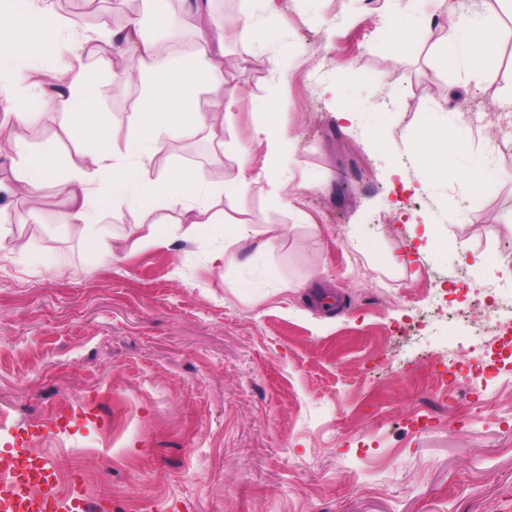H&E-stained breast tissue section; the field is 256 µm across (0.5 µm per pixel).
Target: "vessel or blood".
I'll list each match as a JSON object with an SVG mask.
<instances>
[{
    "mask_svg": "<svg viewBox=\"0 0 512 512\" xmlns=\"http://www.w3.org/2000/svg\"><path fill=\"white\" fill-rule=\"evenodd\" d=\"M56 481L52 460H31L26 448L0 450V512H95V503L84 497L79 483L61 495L51 493ZM44 486L42 495H31L32 485Z\"/></svg>",
    "mask_w": 512,
    "mask_h": 512,
    "instance_id": "b4317fda",
    "label": "vessel or blood"
}]
</instances>
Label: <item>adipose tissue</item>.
Instances as JSON below:
<instances>
[{
  "label": "adipose tissue",
  "mask_w": 512,
  "mask_h": 512,
  "mask_svg": "<svg viewBox=\"0 0 512 512\" xmlns=\"http://www.w3.org/2000/svg\"><path fill=\"white\" fill-rule=\"evenodd\" d=\"M0 54L26 58L41 54L43 46L66 45L75 65L54 68L55 93L67 108L65 132L81 148L80 164L70 166L60 177V160L53 144L19 151L13 165L14 182L0 186V205L24 194L37 199L46 182L62 180L70 206L60 214L62 223L80 235L103 259H111L112 248L97 226L102 202L124 207L139 215V240L146 245L163 243L170 231L207 233L223 239V247L212 251V263L233 262L229 249L249 236L243 224L224 220L225 195L242 196L251 185L245 176L227 182L224 189L208 190L194 167L181 165L163 176L150 177L147 165L171 137H192L208 129L213 114L229 109L233 95L224 81V36L207 25L199 30L201 47L192 52L171 51L143 31L141 18H132L122 30L101 28L99 36L83 32L80 20L54 16L48 0H0ZM499 29L476 21L452 24L438 44L443 60L455 64L466 78L487 73L495 63L494 45ZM105 39L109 52H102L98 39ZM135 49L146 80L144 97L133 129L120 132L109 125L101 110L96 72L124 77L115 68L117 57ZM210 95V112L197 108V96ZM46 106L45 99L17 97L12 88L0 93V109L13 121L10 137L28 128ZM412 153L426 180H447L455 172L454 154L464 143L447 125L430 123L407 134Z\"/></svg>",
  "instance_id": "adipose-tissue-1"
}]
</instances>
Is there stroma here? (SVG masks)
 <instances>
[{"instance_id":"obj_1","label":"stroma","mask_w":512,"mask_h":512,"mask_svg":"<svg viewBox=\"0 0 512 512\" xmlns=\"http://www.w3.org/2000/svg\"><path fill=\"white\" fill-rule=\"evenodd\" d=\"M248 9L211 2L229 26L223 151L173 138L148 173L187 164L216 188L275 169L280 194L224 198L227 220L277 228L274 247L252 238L239 265H214L205 235L142 245L136 215L108 209L104 263L59 223L62 186L16 198L0 210L16 247L0 260V449L79 462L105 512H512V301L474 305L512 284V26L476 87L433 43L398 50L392 0H281L261 48L283 63L274 77L248 62ZM97 83L108 121L131 126L144 77ZM272 95L276 165L253 134ZM346 101L351 122L336 117ZM64 109L24 143L56 141L75 162ZM434 112L470 144L457 169L478 156L490 190L423 181L404 133ZM452 352L483 369L484 392L462 377L441 389Z\"/></svg>"}]
</instances>
